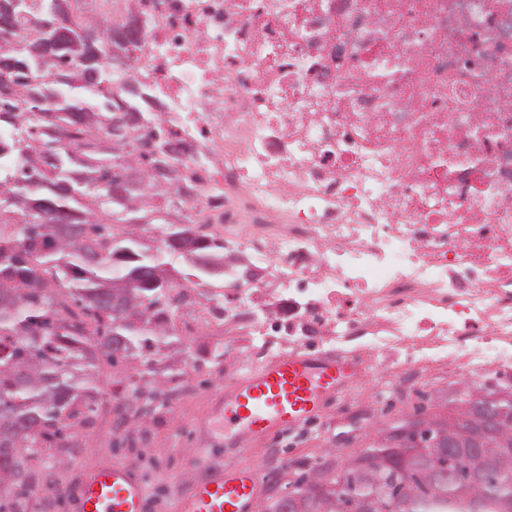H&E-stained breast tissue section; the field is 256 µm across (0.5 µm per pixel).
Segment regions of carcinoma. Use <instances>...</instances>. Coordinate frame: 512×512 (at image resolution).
Instances as JSON below:
<instances>
[{"label": "carcinoma", "mask_w": 512, "mask_h": 512, "mask_svg": "<svg viewBox=\"0 0 512 512\" xmlns=\"http://www.w3.org/2000/svg\"><path fill=\"white\" fill-rule=\"evenodd\" d=\"M29 0L24 12L0 0V118L32 124L36 147L19 159L11 175L22 197H0V414L28 423L27 429L0 440V512H26L35 473L13 484L18 467L13 448H29L35 460L54 448L73 447L71 425H87L101 404L97 368L139 361L146 373L160 362L173 333L172 290L181 282L208 284L222 273H208L192 256L224 255V240L194 225L164 233L171 251H184L183 267H167L164 251L141 242L140 225L160 220L147 194L130 192L132 164L154 168L180 164L176 133L149 112H139L124 75L131 58L107 56L112 32L96 22L72 20L71 0H58L65 24ZM42 21L35 31L31 19ZM51 57L39 70L34 53ZM108 83L118 93L88 106L76 90ZM113 202L119 192L138 199L131 216L112 209L106 219L84 205L92 193ZM77 233L61 238L59 226ZM132 276L125 306L112 309V284ZM371 457L360 456L359 472L348 470L312 488L301 472L291 483L307 512H358L361 500L375 498V512H512V459L486 475L469 494L461 490L468 459L455 450L437 457L412 441L390 438L371 443Z\"/></svg>", "instance_id": "obj_1"}]
</instances>
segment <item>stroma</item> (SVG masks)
Listing matches in <instances>:
<instances>
[{
  "instance_id": "35a3bbf8",
  "label": "stroma",
  "mask_w": 512,
  "mask_h": 512,
  "mask_svg": "<svg viewBox=\"0 0 512 512\" xmlns=\"http://www.w3.org/2000/svg\"><path fill=\"white\" fill-rule=\"evenodd\" d=\"M221 363H213V350ZM250 361L240 337L206 330L181 338L158 363L152 380L167 391L163 404L149 417L137 415L139 399L133 392V364H101L98 385L108 401L100 405L91 425L76 428L75 447L66 449L64 463L49 461L37 469V499L30 512H74L73 498L88 471L119 462L138 472L147 487V512H171L205 468L231 470L250 467L262 475L258 500L277 496L288 484L294 462H327L329 448L340 456L359 454L370 443V425L403 419L422 399L436 412L447 411L462 370L450 381L426 382L409 403L394 400V385L378 367L369 377L348 380L337 401L344 418L319 417L307 430H294L252 444L247 434L224 426V390L249 371ZM189 376L188 388L171 392L169 374Z\"/></svg>"
}]
</instances>
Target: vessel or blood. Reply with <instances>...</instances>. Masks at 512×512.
<instances>
[{
	"instance_id": "1",
	"label": "vessel or blood",
	"mask_w": 512,
	"mask_h": 512,
	"mask_svg": "<svg viewBox=\"0 0 512 512\" xmlns=\"http://www.w3.org/2000/svg\"><path fill=\"white\" fill-rule=\"evenodd\" d=\"M357 363L348 356L289 352L240 376L224 392V419L254 438L308 423ZM261 476L254 470H216L199 480L174 512H253ZM147 490L134 470L115 463L89 474L73 502L75 512H145Z\"/></svg>"
}]
</instances>
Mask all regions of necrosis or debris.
Instances as JSON below:
<instances>
[{
  "instance_id": "4bbe7bcc",
  "label": "necrosis or debris",
  "mask_w": 512,
  "mask_h": 512,
  "mask_svg": "<svg viewBox=\"0 0 512 512\" xmlns=\"http://www.w3.org/2000/svg\"><path fill=\"white\" fill-rule=\"evenodd\" d=\"M180 197L252 272L198 302L259 364L512 375V0H97ZM222 192H214V185Z\"/></svg>"
}]
</instances>
